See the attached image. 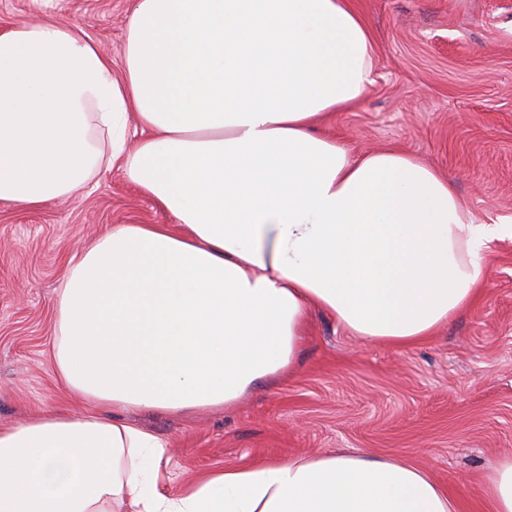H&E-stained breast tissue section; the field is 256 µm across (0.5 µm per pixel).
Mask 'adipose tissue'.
<instances>
[{
  "label": "adipose tissue",
  "mask_w": 512,
  "mask_h": 512,
  "mask_svg": "<svg viewBox=\"0 0 512 512\" xmlns=\"http://www.w3.org/2000/svg\"><path fill=\"white\" fill-rule=\"evenodd\" d=\"M120 54L116 74L80 28L0 31V201L35 209L116 166L173 218L113 225L66 264L54 366L98 410L0 427V512H457L423 469L364 454L165 491V442L113 408L233 407L294 367L313 309L393 346L434 335L479 298L502 228L412 155L316 132L373 82L351 0H136ZM482 496L512 512V458Z\"/></svg>",
  "instance_id": "ef3b65f1"
}]
</instances>
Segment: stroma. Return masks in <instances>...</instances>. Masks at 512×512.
<instances>
[{"label": "stroma", "mask_w": 512, "mask_h": 512, "mask_svg": "<svg viewBox=\"0 0 512 512\" xmlns=\"http://www.w3.org/2000/svg\"><path fill=\"white\" fill-rule=\"evenodd\" d=\"M134 0H0V29L32 16L83 29L121 67ZM375 44L374 82L322 126L353 152L400 149L448 175L477 223L512 225V0H355ZM171 216L122 170L75 197L0 202V426L69 399L53 362L55 290L72 256L115 224ZM483 299L429 340L367 342L312 312L297 368L231 409L114 410L167 444L166 489L203 474L336 451L427 469L459 512H487L485 476L512 455V235L484 252Z\"/></svg>", "instance_id": "stroma-1"}]
</instances>
